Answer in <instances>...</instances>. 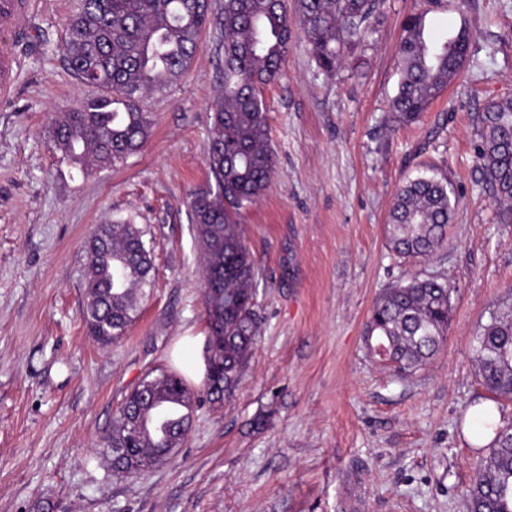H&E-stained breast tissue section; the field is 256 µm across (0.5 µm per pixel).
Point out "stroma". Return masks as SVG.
I'll use <instances>...</instances> for the list:
<instances>
[{
    "instance_id": "1",
    "label": "stroma",
    "mask_w": 512,
    "mask_h": 512,
    "mask_svg": "<svg viewBox=\"0 0 512 512\" xmlns=\"http://www.w3.org/2000/svg\"><path fill=\"white\" fill-rule=\"evenodd\" d=\"M78 0H22L0 31L14 79L0 95V512H467L488 454L469 441L489 401L473 337L512 291V224L496 219L477 159L479 117L512 100V0H385L365 46L331 75L296 36L285 77L263 86L276 172L240 223L257 267L261 324L250 367L220 408L201 403L161 464L119 478L103 440L149 369L177 371L184 337L205 352L203 272L186 206L203 184L222 80L207 28L184 78L145 102L155 124L126 162L80 170L49 141L53 113L85 94L60 52ZM471 34L459 77L411 125L396 121L400 23ZM450 181L448 243L429 262L394 259L384 227L407 180ZM147 227L153 286L112 348L83 322L84 241L95 225ZM452 290L447 341L403 375L367 345L379 292L404 273Z\"/></svg>"
}]
</instances>
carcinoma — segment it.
I'll return each mask as SVG.
<instances>
[{
    "instance_id": "carcinoma-1",
    "label": "carcinoma",
    "mask_w": 512,
    "mask_h": 512,
    "mask_svg": "<svg viewBox=\"0 0 512 512\" xmlns=\"http://www.w3.org/2000/svg\"><path fill=\"white\" fill-rule=\"evenodd\" d=\"M382 0H80L66 20L61 46L73 78L94 92L51 117V142L83 168L115 166L147 143L154 119L143 100L176 84L190 69L202 32L224 35V87L212 115L208 175L187 201L204 260V309L209 330L207 364L220 367L211 402L232 401L257 341L259 314L253 289L256 265L238 217L267 190L277 159L269 143L258 88L279 81L292 38L300 34L317 68L330 74L345 50L364 42L381 20ZM470 34L461 28L444 40L426 34L425 16L402 23L400 82L392 100L408 124L461 71ZM478 159L500 220L512 222V101L488 105L481 117ZM455 205L448 179L419 176L398 191L385 233L405 261L425 260L447 241ZM146 231L133 220L97 225L84 242L82 270L86 330L109 347L138 317L151 286L153 258ZM452 311L448 283L437 276L401 279L385 289L371 314L372 349L401 373H411L440 350ZM474 361L492 400L512 402V299L503 300L474 336ZM179 374L152 369L123 400L103 444L112 471L136 475L164 461L184 441L200 404ZM493 429L486 459L468 493V512H512V425L481 420Z\"/></svg>"
}]
</instances>
